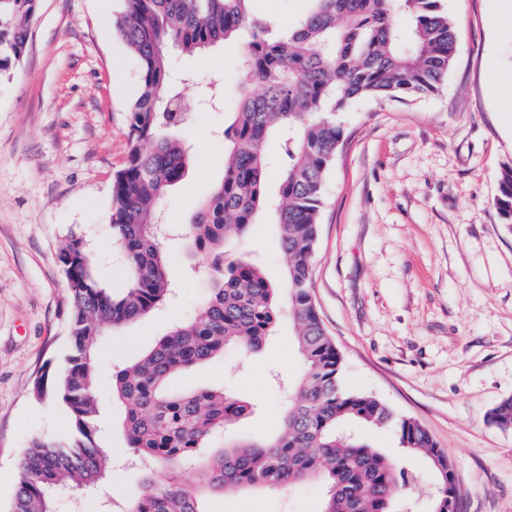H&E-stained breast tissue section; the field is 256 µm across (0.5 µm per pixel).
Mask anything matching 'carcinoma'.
I'll list each match as a JSON object with an SVG mask.
<instances>
[{
	"mask_svg": "<svg viewBox=\"0 0 512 512\" xmlns=\"http://www.w3.org/2000/svg\"><path fill=\"white\" fill-rule=\"evenodd\" d=\"M250 2L127 0L115 21L140 66L139 91L128 108L131 148L112 182L110 214L127 257L128 285L119 295L103 287L81 240L60 248L70 352L57 378L40 377L34 393L41 397L52 388L71 414L73 431L64 441L31 439L19 462L11 512H54L55 489L93 490L112 474L101 446L95 347L106 328L137 322L169 299L159 205L183 180L193 152L189 141L165 134L187 124L168 50L192 57L238 41L240 97L235 120L224 129V176L183 227L215 284L189 321L170 327L112 374V393L125 408L127 454L143 467L137 492L103 512H207V494L286 489L313 477L324 482L322 512H412L416 499L404 492L413 476L401 460L346 431L350 423L393 428L400 446L422 453L437 475L429 512H457L453 464L421 424L373 396L342 388V358L311 293L324 178L343 138L337 113L360 99L438 91L454 62L453 22L440 0H311L309 12L281 30L253 17ZM37 8L38 0H0L1 82L25 53ZM401 16L410 19L406 40L396 23ZM273 135L283 141L286 157L281 203L274 209L264 191L265 146ZM495 206L512 230V164L502 167ZM271 209L286 259L281 287L224 250L226 240L247 238L257 215ZM283 299L297 330L303 376L282 431L271 441L232 443L207 456L212 437L245 416L250 404L222 389L177 391L171 380L229 348L261 349L274 333ZM496 410L499 427L511 429L512 398ZM188 468L198 472L197 483L182 482Z\"/></svg>",
	"mask_w": 512,
	"mask_h": 512,
	"instance_id": "obj_1",
	"label": "carcinoma"
}]
</instances>
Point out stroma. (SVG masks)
Listing matches in <instances>:
<instances>
[{"mask_svg":"<svg viewBox=\"0 0 512 512\" xmlns=\"http://www.w3.org/2000/svg\"><path fill=\"white\" fill-rule=\"evenodd\" d=\"M457 33L443 87L420 98L357 100L323 187L312 294L342 355L340 383L416 419L454 463L458 512H512V429L491 412L512 397V232L494 205L501 169L512 164V107L495 87L512 83V29L494 21L496 0H442ZM310 0H252L255 17L288 28ZM124 0H39L26 53L0 88V512H9L18 462L31 438L63 439L69 413L33 387L56 374L69 350L67 281L57 256L80 238L97 279L127 284L124 251L109 216L114 174L126 161L127 109L139 89L136 58L113 22ZM240 51L225 45L196 60L173 56L191 119L180 134L194 145L185 180L162 200L167 223L190 222L224 175L225 127L234 119ZM223 96L208 101L214 89ZM176 295L152 317L104 336L98 352L101 414L112 431L105 452L125 451L124 411L112 372L144 352L170 324L190 318L211 277L183 239L165 244ZM275 282L284 275L278 229L259 218L250 236L229 240ZM301 371L293 329L254 354L238 351L195 368L181 388L241 395L249 415L214 447L269 439L291 394L275 376ZM361 436L405 466L425 487L428 460L404 453L387 428ZM322 484L292 489H227L209 512H320Z\"/></svg>","mask_w":512,"mask_h":512,"instance_id":"35a3bbf8","label":"stroma"}]
</instances>
